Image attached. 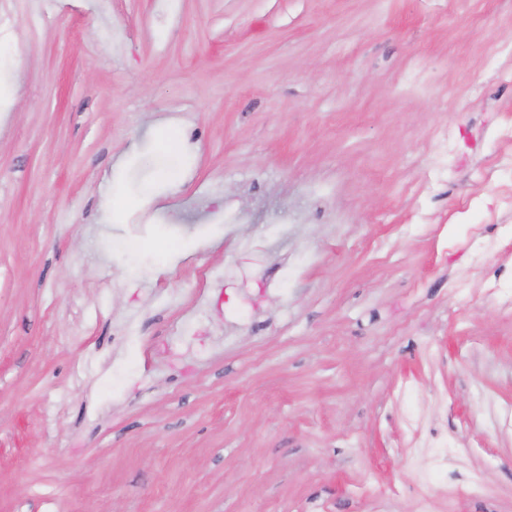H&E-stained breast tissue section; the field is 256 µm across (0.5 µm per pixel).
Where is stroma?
<instances>
[{
	"instance_id": "obj_1",
	"label": "stroma",
	"mask_w": 512,
	"mask_h": 512,
	"mask_svg": "<svg viewBox=\"0 0 512 512\" xmlns=\"http://www.w3.org/2000/svg\"><path fill=\"white\" fill-rule=\"evenodd\" d=\"M510 70L512 0H0V512H512Z\"/></svg>"
}]
</instances>
